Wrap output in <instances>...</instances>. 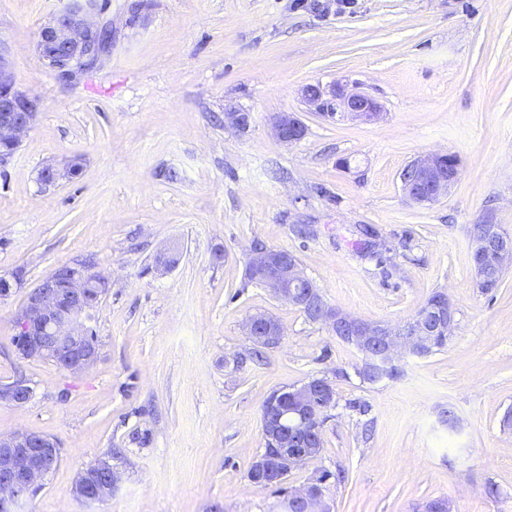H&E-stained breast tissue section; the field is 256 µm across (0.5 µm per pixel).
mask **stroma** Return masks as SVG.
Instances as JSON below:
<instances>
[{
	"label": "stroma",
	"instance_id": "stroma-1",
	"mask_svg": "<svg viewBox=\"0 0 512 512\" xmlns=\"http://www.w3.org/2000/svg\"><path fill=\"white\" fill-rule=\"evenodd\" d=\"M106 3L111 49L62 79L35 45L66 0H0L8 72L39 112L0 172V272L23 269L32 288L87 256L110 282L90 324L100 356L75 375L21 358L25 296L0 302V384L22 375L34 388L26 404L0 402V434L61 448L25 512H277L279 495L249 478L263 407L316 377L336 405L320 454L284 488L342 470L332 512H416L440 497L454 512H512V267L483 294L471 259L485 217L512 233V0ZM310 83L358 88L381 112L324 116L301 97ZM234 110L251 113L248 130L225 126ZM283 112L307 129L298 143L272 132ZM432 152L455 155L458 177L412 203L400 174ZM76 156L78 177L40 182ZM169 243L179 262L155 272ZM256 244L293 254L329 306L366 320L404 323L446 290L455 334L367 382L352 346L247 281ZM260 312L284 336L255 364L242 326ZM143 432L149 444L133 442ZM107 457L111 498L77 500L78 474Z\"/></svg>",
	"mask_w": 512,
	"mask_h": 512
}]
</instances>
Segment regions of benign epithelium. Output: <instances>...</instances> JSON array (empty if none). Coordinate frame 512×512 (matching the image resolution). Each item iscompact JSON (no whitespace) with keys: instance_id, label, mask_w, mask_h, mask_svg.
Here are the masks:
<instances>
[{"instance_id":"obj_1","label":"benign epithelium","mask_w":512,"mask_h":512,"mask_svg":"<svg viewBox=\"0 0 512 512\" xmlns=\"http://www.w3.org/2000/svg\"><path fill=\"white\" fill-rule=\"evenodd\" d=\"M102 13L99 0H70L59 14L41 28L36 52L43 66L60 78L93 67L106 53L112 37V26L104 21L93 23ZM8 60L0 48V168L14 157L21 137L38 119L34 99L20 90L7 76ZM302 98L317 111L370 120L377 116L379 105L360 91H346L336 85L325 87L308 84L301 89ZM248 112H226L224 122L238 131L249 128ZM275 137L282 143L300 141L306 132L294 115L278 114L272 122ZM71 164H49L41 172L42 182L54 184L72 176ZM457 166L446 153H429L416 158L401 176L405 196L415 203H432L447 194L455 180ZM179 247L159 250L155 268L166 272L177 262ZM472 260L476 282L481 291L491 286L497 272L512 265V236L499 224H482L472 236ZM250 271L262 286L280 301L300 308L315 323L325 325L334 335L352 345L364 358L366 368L382 375L399 373V362L407 355L424 357L435 348V330L428 324L429 314H448V333L455 332L454 306L444 290L437 292L428 310L416 313L402 325L393 326L364 320L326 304L316 286L299 268L295 257L285 250H272L262 245L250 249L247 256ZM26 288L21 269L0 272V301ZM108 290V281L95 266L74 261L54 269L35 287L26 292L24 303L15 316V347L23 359L46 358L62 370L80 373L99 356L97 343L89 335L95 301ZM250 341L265 348L278 345L284 336L280 323L264 313L252 315L245 323ZM34 389L24 378L7 388H0V401L16 405L27 403ZM334 404L332 385L324 379H311L289 394H276L262 415L264 438L270 447L255 459L251 478L259 482L282 481L292 469L316 457L317 449L302 444L313 439L319 430L318 418ZM61 460L58 442L35 432L0 434V512H23L31 490ZM118 481L117 472L108 460H101L80 475L74 496L87 503H101L112 496ZM330 512L325 492L317 485L291 490L284 501L285 512Z\"/></svg>"}]
</instances>
